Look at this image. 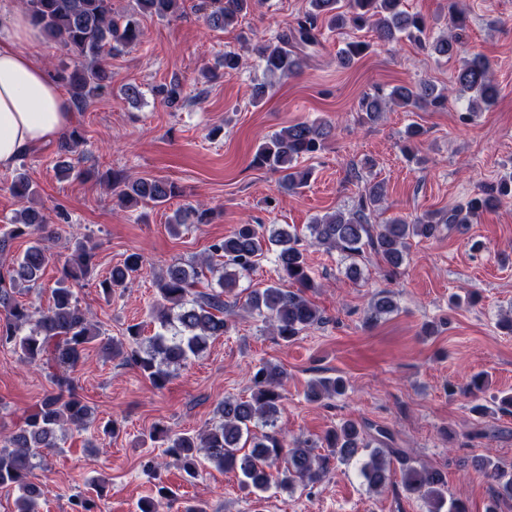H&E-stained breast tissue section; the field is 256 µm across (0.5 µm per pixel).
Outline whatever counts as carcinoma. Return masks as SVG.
Returning <instances> with one entry per match:
<instances>
[{"instance_id": "1", "label": "carcinoma", "mask_w": 512, "mask_h": 512, "mask_svg": "<svg viewBox=\"0 0 512 512\" xmlns=\"http://www.w3.org/2000/svg\"><path fill=\"white\" fill-rule=\"evenodd\" d=\"M131 14L112 16V0H23L22 6L44 36L59 45L67 58L51 73V78L64 87L73 111L83 113L95 99L111 89L112 75L105 67V57L121 48L140 43L144 32L139 17L160 19L175 16L180 0H135ZM256 0H208L207 24L223 29L248 14ZM466 16L452 10L451 32L430 35L427 19L404 9L403 0H308V9L294 24L276 32L259 48L264 73L274 78L287 77L302 70L310 51L321 45L323 28L343 32L371 28L377 39L391 44L405 37L439 58L456 55L459 34ZM370 44L348 40L338 52L339 64L346 67L364 56ZM457 91L469 95L468 111H479V104L490 106L498 96L489 61L480 55L465 60L455 77ZM155 96L167 108L177 109L187 96L180 81L173 79L156 87ZM448 95L422 81L415 86L397 85L388 93L376 91L364 95L359 110L374 122L396 105L407 112L417 109H443ZM332 134L326 123L301 121L267 137L255 152L253 163L279 174L278 188L296 191L305 186L311 171L300 166L302 159L319 152ZM86 143L79 128L73 127L57 143L58 168L66 177L84 179L87 172L74 164L78 149ZM122 205L160 206L181 196L180 186L165 178H134L123 170L109 169L99 174ZM10 193L20 200L34 194L24 172L15 171L9 185ZM381 182L365 185L353 206L345 211L316 216L306 225L308 234L297 230L263 224H240L234 232L214 241L208 247L206 269L219 272L217 287L207 292H192L199 276V266L190 261L174 265L156 280L160 302L153 308L155 334L142 336L141 327L126 329V340H106L101 348L109 355L121 356L136 366L156 390H162L175 372L193 357L202 354L210 340L230 330L225 314L237 303L239 278L256 266L267 253L276 252L278 282L264 289L253 290L247 299L249 308L268 319L284 343L292 342L302 332L322 322L319 308L307 293L318 285L308 264V249L322 247L338 252L350 260L346 276L352 282L361 279L360 261L365 253H375L392 274L404 264L409 240L413 237L435 236L441 224H471L486 212L512 200V173L504 174L483 187L466 204L452 208L439 217L429 215L392 219L385 224L372 223V216L385 198ZM47 218L34 208L18 212L9 227L0 233V252L11 240L33 237L22 256L0 270V348L16 353L28 364L48 370L52 391L36 411L26 417L23 426L0 436V487L18 490L16 512H38L39 501L47 489L31 480L33 471L43 465L49 452L60 447L68 429L81 431L91 418L89 407L76 392L74 371L87 345L102 335L80 306L73 284L88 280L94 272L95 245L84 235L75 239L71 254L63 263L61 279L53 288V305L46 310L26 305L16 299L23 290L32 289L49 260L44 245ZM143 268L138 253L126 256L112 267L108 277L99 281L107 296L131 285ZM397 308L394 295L381 290L373 294L369 320L377 322ZM283 375L277 365L265 364L253 375L257 391L251 398L226 397L218 404V420L198 433H173L155 429L162 441V454L179 466L186 479L192 481L199 473L201 460L216 468L242 476L240 483L258 494L269 489L267 470L276 468L277 487L292 489L320 481L328 471L330 458L340 463L352 461L361 451H369L360 472L372 489L385 486L393 456L402 465L405 491L420 500L426 512H466L462 502L447 500L448 483L443 472L409 463L397 448L385 447L388 431L377 430V440L354 421H345L325 434L329 454L315 452L317 444L295 438L286 442L276 430L282 393ZM346 381L341 377H322L311 383L307 392L310 401L318 402L341 395ZM269 431L257 436L258 425ZM379 447H372L373 442ZM491 462H482L487 467ZM493 466V465H491ZM492 476L505 494L512 496V472L495 465Z\"/></svg>"}]
</instances>
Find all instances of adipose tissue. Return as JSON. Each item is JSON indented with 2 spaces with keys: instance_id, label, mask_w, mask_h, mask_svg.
I'll return each instance as SVG.
<instances>
[{
  "instance_id": "obj_1",
  "label": "adipose tissue",
  "mask_w": 512,
  "mask_h": 512,
  "mask_svg": "<svg viewBox=\"0 0 512 512\" xmlns=\"http://www.w3.org/2000/svg\"><path fill=\"white\" fill-rule=\"evenodd\" d=\"M40 38L25 12L0 0V169L63 136L74 114L31 50Z\"/></svg>"
}]
</instances>
